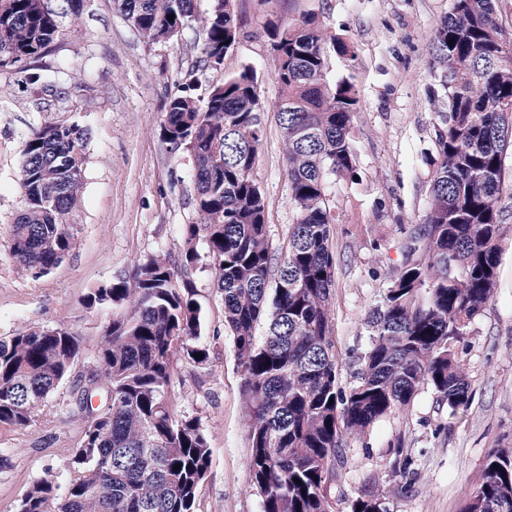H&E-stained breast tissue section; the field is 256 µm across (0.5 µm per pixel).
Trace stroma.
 I'll return each instance as SVG.
<instances>
[{
    "label": "stroma",
    "instance_id": "obj_1",
    "mask_svg": "<svg viewBox=\"0 0 512 512\" xmlns=\"http://www.w3.org/2000/svg\"><path fill=\"white\" fill-rule=\"evenodd\" d=\"M240 38L220 69H203L201 29L146 46L116 13L112 0H84L82 22L32 73L69 66L77 85L64 93L20 81L0 69V338L24 325L57 326L81 337L76 373H89L112 319L108 307L89 309L95 288L131 278L138 262L164 252L179 256L180 229L195 219L193 161L159 136L168 97L191 80L218 83L241 68L258 74L264 137L255 170L266 198L273 248L294 222L276 105L280 88L265 23L267 0H232ZM452 0H278L284 19L315 14L335 45L326 48V80L346 78L357 99L351 133L353 178L329 189L336 221L330 228L336 257L333 334L339 381L348 386L369 336L365 318L399 265L402 239L428 206L442 64L432 42ZM87 126L83 201L69 218L75 244L43 277L18 273L7 255L12 225L23 207L19 186L22 147L44 123ZM501 198L509 229L503 243L497 292L473 322L458 353L471 382L467 409L450 416L447 404L423 389L406 414L383 419L348 440L336 472V512H352L359 490L385 495L387 512H461L466 496L484 478L492 449L512 448V158ZM191 270L201 306V341L209 358L181 363L171 389L174 409L197 418L211 448L207 477L198 490V512H260L250 484L241 371L224 327V301L205 244ZM70 424L54 419L20 431L0 426V512H19L31 478L59 468L72 445ZM402 438L417 476L405 482L394 468L389 440Z\"/></svg>",
    "mask_w": 512,
    "mask_h": 512
}]
</instances>
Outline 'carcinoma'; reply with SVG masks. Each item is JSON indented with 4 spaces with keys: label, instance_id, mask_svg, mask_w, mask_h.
<instances>
[{
    "label": "carcinoma",
    "instance_id": "obj_1",
    "mask_svg": "<svg viewBox=\"0 0 512 512\" xmlns=\"http://www.w3.org/2000/svg\"><path fill=\"white\" fill-rule=\"evenodd\" d=\"M80 2L0 0V68L38 61L66 31H76ZM113 2L148 46L201 28L206 67L222 66L239 37L231 0H209L204 12L197 0ZM267 33L276 51L295 212L287 246L277 255L269 244L265 197L254 175L263 137L256 71L243 67L203 98L191 82L177 88L160 137L190 147L196 211V221L182 227L178 260L151 256L132 278L87 296L89 308L116 309L88 376L73 375L81 339L63 326H24L0 338V425L28 429L43 416H59L74 426L66 463L29 482L19 512H196L210 447L198 421L174 411L169 388L181 361L208 359L189 278L201 240L241 368L250 482L261 512H335L331 485L347 438L406 411L422 389L447 403L451 417L467 408L470 380L457 345L493 300L509 228L500 201L504 154L512 155V55L501 56L494 0H454L435 33L448 93L434 100L438 166L428 210L367 314L371 344L346 388L331 328L329 180L355 172L356 98L348 80L326 81L327 36L316 16L270 20ZM86 136L78 124H48L23 142L24 208L8 254L26 276L49 274L73 247L68 218L84 184L75 156H84ZM263 320L268 332L260 340L255 331ZM69 377L70 399L50 409ZM389 447L396 470L413 480L414 460L401 438ZM354 506L360 510L352 512H386L377 490L360 491ZM462 512H512V448L489 456Z\"/></svg>",
    "mask_w": 512,
    "mask_h": 512
}]
</instances>
